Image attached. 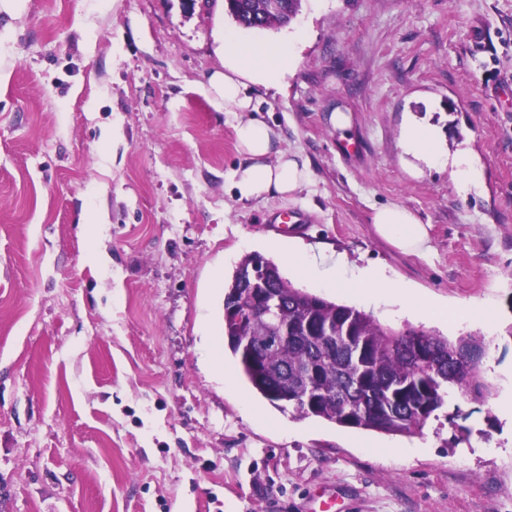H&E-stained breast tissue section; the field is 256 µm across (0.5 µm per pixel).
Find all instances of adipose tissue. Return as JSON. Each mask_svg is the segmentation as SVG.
Wrapping results in <instances>:
<instances>
[{"label": "adipose tissue", "mask_w": 512, "mask_h": 512, "mask_svg": "<svg viewBox=\"0 0 512 512\" xmlns=\"http://www.w3.org/2000/svg\"><path fill=\"white\" fill-rule=\"evenodd\" d=\"M221 51L223 67L210 75L208 90L223 101L225 111L232 113L236 120V148L242 160L232 173L234 186L240 198L246 200L293 197L311 182L309 163L299 153L281 149L280 132L257 117L252 96L255 87L282 84L297 64L291 46L286 41L249 42L229 32L224 36ZM399 148L410 175L418 177L425 170L446 167L460 196L479 192L476 156L465 147L452 152L445 150L435 127L404 119ZM372 222L377 234L402 252L423 255L430 249L427 225L403 205L389 203L376 207ZM278 248L283 260L299 277L311 279L317 272H324L329 287L387 302L398 316L424 310L432 320L455 325L483 324L490 318L489 310L477 304L450 307L430 302L381 266L350 268L339 257L323 270L318 260L305 253L296 241L279 243Z\"/></svg>", "instance_id": "ef3b65f1"}]
</instances>
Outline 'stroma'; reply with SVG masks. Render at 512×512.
Listing matches in <instances>:
<instances>
[{"instance_id": "35a3bbf8", "label": "stroma", "mask_w": 512, "mask_h": 512, "mask_svg": "<svg viewBox=\"0 0 512 512\" xmlns=\"http://www.w3.org/2000/svg\"><path fill=\"white\" fill-rule=\"evenodd\" d=\"M235 27L224 0H24L0 7V512H512V0H302L284 85L260 116L310 162L296 200H242L232 117L207 90ZM342 109L348 128L332 127ZM480 160L481 195L404 169V116ZM429 226L427 255L381 239L375 206ZM96 221L83 236L84 217ZM386 266L485 326L295 287L483 342V399H446L407 437L297 417L254 394L224 346V283L272 240Z\"/></svg>"}]
</instances>
